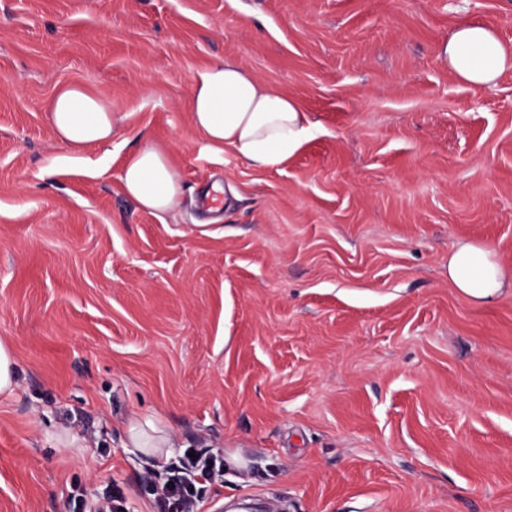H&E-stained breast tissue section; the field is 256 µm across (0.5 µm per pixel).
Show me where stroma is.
<instances>
[{
    "label": "stroma",
    "mask_w": 512,
    "mask_h": 512,
    "mask_svg": "<svg viewBox=\"0 0 512 512\" xmlns=\"http://www.w3.org/2000/svg\"><path fill=\"white\" fill-rule=\"evenodd\" d=\"M475 18L512 44V0H0V512H65L217 456L194 512H512V292L448 279L460 240L512 267V70L438 59ZM231 59L317 127L283 166L212 150L191 120ZM109 101L112 140L53 135L56 91ZM163 146L176 215L120 188ZM231 206L202 210L213 185ZM162 417L168 455L128 444ZM16 361L7 343L0 342V397H10L16 388Z\"/></svg>",
    "instance_id": "obj_1"
}]
</instances>
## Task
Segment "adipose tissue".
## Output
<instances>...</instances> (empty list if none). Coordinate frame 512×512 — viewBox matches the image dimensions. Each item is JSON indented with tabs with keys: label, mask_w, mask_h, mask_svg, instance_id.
<instances>
[{
	"label": "adipose tissue",
	"mask_w": 512,
	"mask_h": 512,
	"mask_svg": "<svg viewBox=\"0 0 512 512\" xmlns=\"http://www.w3.org/2000/svg\"><path fill=\"white\" fill-rule=\"evenodd\" d=\"M440 58L460 82L493 86L512 69V45L483 24L460 21ZM192 121L211 148L230 149L254 167L283 165L313 134L302 102L273 90L232 60L216 62L199 72L191 89ZM50 123L57 140L80 150L111 141L114 130L110 103L78 85H67L54 96ZM123 192L139 208L155 216L179 207L180 175L165 149L147 144L123 166ZM448 277L462 294L489 302L512 286V268L502 266L487 245L460 241L448 255ZM126 433L132 447L157 456L171 441L161 418L131 417Z\"/></svg>",
	"instance_id": "1"
}]
</instances>
